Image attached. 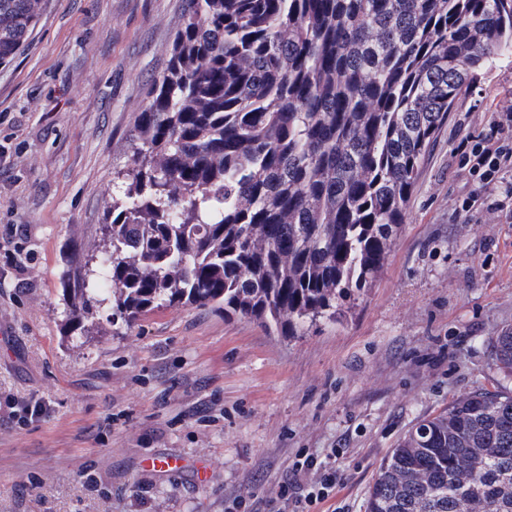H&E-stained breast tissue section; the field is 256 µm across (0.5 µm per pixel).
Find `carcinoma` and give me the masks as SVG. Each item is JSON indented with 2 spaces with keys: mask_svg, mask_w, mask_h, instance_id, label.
I'll return each mask as SVG.
<instances>
[{
  "mask_svg": "<svg viewBox=\"0 0 512 512\" xmlns=\"http://www.w3.org/2000/svg\"><path fill=\"white\" fill-rule=\"evenodd\" d=\"M39 0H0V65ZM68 321L224 310L302 336L373 286L454 102L512 52V0H185ZM512 379V327L492 341ZM366 512H512V390L418 421Z\"/></svg>",
  "mask_w": 512,
  "mask_h": 512,
  "instance_id": "obj_1",
  "label": "carcinoma"
}]
</instances>
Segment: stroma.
Instances as JSON below:
<instances>
[{
	"label": "stroma",
	"instance_id": "stroma-1",
	"mask_svg": "<svg viewBox=\"0 0 512 512\" xmlns=\"http://www.w3.org/2000/svg\"><path fill=\"white\" fill-rule=\"evenodd\" d=\"M183 0H41L0 65V393L47 399L0 424V512H264L305 459L336 486L310 512H366L380 462L418 419L504 383L512 223L470 217L457 146L512 108V63L460 96L421 164L384 270L305 335L195 306L69 335L61 276L95 237ZM179 472L156 468L159 459ZM493 359L503 374L512 379V327L503 329L492 341Z\"/></svg>",
	"mask_w": 512,
	"mask_h": 512
}]
</instances>
